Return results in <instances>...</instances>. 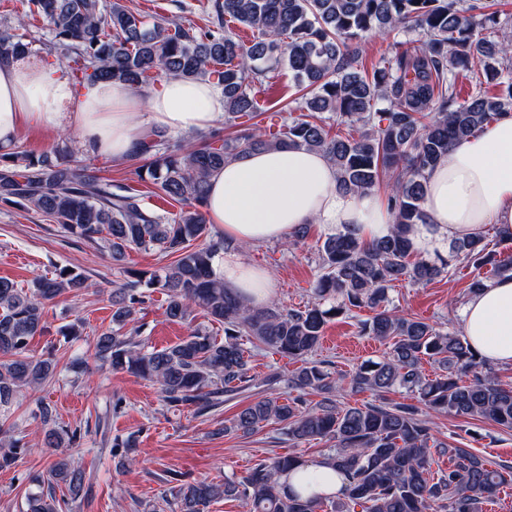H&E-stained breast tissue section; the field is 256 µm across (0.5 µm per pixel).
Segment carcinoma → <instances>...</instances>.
<instances>
[{
	"instance_id": "obj_1",
	"label": "carcinoma",
	"mask_w": 512,
	"mask_h": 512,
	"mask_svg": "<svg viewBox=\"0 0 512 512\" xmlns=\"http://www.w3.org/2000/svg\"><path fill=\"white\" fill-rule=\"evenodd\" d=\"M206 27L175 20L148 24L121 0H30L29 12L42 19L49 38L40 43L75 86L119 79L142 92L171 78L203 77L221 90L226 125L196 141L169 144L168 134L151 129L133 155L145 160L138 177L149 180L182 208L172 219L144 208L138 194L113 185L85 165L61 166L25 151L0 155V201L29 205L52 218L68 234L103 242L120 262L127 250H153L175 260L154 270H127L129 280L112 290V331L95 339L98 357L116 372L159 386L171 408L194 406L203 414L226 393L255 385L250 355L241 338L280 353L301 366L288 379L295 396L269 391L239 411L224 432L249 434L281 425L288 440H325L333 448L321 463L345 475L344 497L304 496L281 482L283 474L306 464L299 456L261 460L246 475L169 488L179 512H204L214 500L238 502L241 512H483L512 472L491 468L468 448H450L434 435L433 422L413 404L342 406L337 394H384L403 389L428 410L458 417H482L512 428V384L484 373V361L465 337L399 315L389 309V291L401 281L429 283L449 273L446 259L428 260L413 250V225L425 220L427 171L448 155L457 140L512 114V13L485 0H213ZM241 24L252 32L244 41ZM25 21L0 30V60L36 54ZM378 31H401L382 63L367 71L352 42ZM286 65L298 82L296 107L316 119L291 117L278 128L254 119L265 111L270 73ZM358 136L331 134V123ZM321 151L337 171L343 192L387 188L394 215L385 238L367 242L352 232L325 236L318 245L321 273L316 302L302 309L255 308L224 287L215 255L229 248L222 238L195 247L209 235L203 204L209 178L228 159L269 148ZM472 265L491 266L500 277L512 273V255L498 256L485 238L453 245ZM166 295L165 316L187 321L201 310L224 326V339L196 327L180 342L151 351L121 334L145 303L138 289ZM87 288V279L68 267L40 277L30 288L0 278V469L15 464L24 436L5 426L3 414L22 390L50 382L57 365L27 354L29 339L44 327V305ZM374 316L362 331L388 344L380 361L338 375L309 355L325 325L356 308ZM437 366L424 376L423 361ZM469 373L465 381L462 375ZM316 393L309 405L303 398ZM35 418L46 428V447H71L82 439L78 427L58 426L48 404ZM448 454L451 466L433 472L435 455ZM31 481L39 488L27 512H59L84 489L83 471L60 456ZM63 486L70 500H58Z\"/></svg>"
}]
</instances>
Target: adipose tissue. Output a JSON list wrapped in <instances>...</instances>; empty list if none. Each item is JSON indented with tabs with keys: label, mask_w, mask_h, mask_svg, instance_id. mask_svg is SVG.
Wrapping results in <instances>:
<instances>
[{
	"label": "adipose tissue",
	"mask_w": 512,
	"mask_h": 512,
	"mask_svg": "<svg viewBox=\"0 0 512 512\" xmlns=\"http://www.w3.org/2000/svg\"><path fill=\"white\" fill-rule=\"evenodd\" d=\"M146 109V125L183 134L215 126L224 112L217 88L204 79H171L140 96L124 82L102 81L76 91L59 66L19 59L0 64V151L10 150L26 129L75 130L93 155L131 157L140 135L132 116ZM230 251L215 268L224 285L252 305L267 304L270 273L242 256V245L290 239L303 224L329 233L354 230L370 241L394 222L379 192H343L335 167L322 152L305 148L255 151L225 162L211 177L204 206ZM425 221L411 239L425 258L447 256L456 241L483 235L496 225L512 236V115H506L451 147L426 176ZM462 329L486 364L512 366V275L487 281L459 309Z\"/></svg>",
	"instance_id": "ef3b65f1"
}]
</instances>
